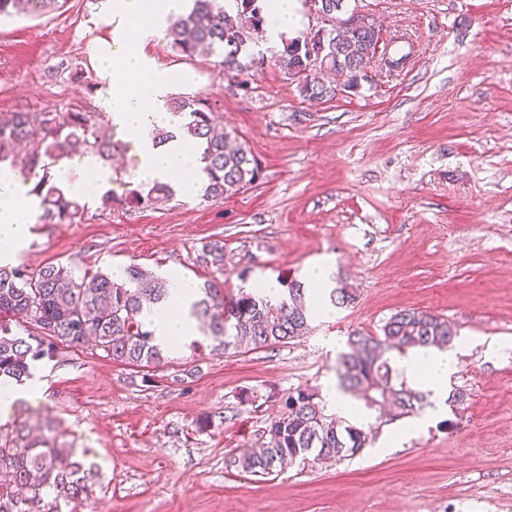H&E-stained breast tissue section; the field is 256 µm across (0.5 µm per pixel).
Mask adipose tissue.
I'll return each instance as SVG.
<instances>
[{
	"mask_svg": "<svg viewBox=\"0 0 512 512\" xmlns=\"http://www.w3.org/2000/svg\"><path fill=\"white\" fill-rule=\"evenodd\" d=\"M186 7L187 0H105V33L89 47L95 69L107 75L100 96L108 105L111 124L135 158V178L144 185L161 182L190 187L191 176L203 165L200 150L178 138L181 122L167 107L172 95L193 89L194 78L189 72L160 66L153 55L167 18L183 13ZM265 16L266 36L272 44L295 37L304 23L301 0H267ZM160 128L173 131V139L157 143L155 132ZM51 174L70 198L82 202H93L112 186L111 167L88 154L53 166ZM39 204L31 182L0 167V265L14 263L27 247ZM165 278L168 298L144 307L141 318L153 330L157 343L170 349L190 335L197 287L173 270L166 271ZM456 364L453 351L434 348L398 359L406 379L428 396V417L443 412Z\"/></svg>",
	"mask_w": 512,
	"mask_h": 512,
	"instance_id": "adipose-tissue-1",
	"label": "adipose tissue"
}]
</instances>
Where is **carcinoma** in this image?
I'll return each instance as SVG.
<instances>
[{"instance_id": "carcinoma-1", "label": "carcinoma", "mask_w": 512, "mask_h": 512, "mask_svg": "<svg viewBox=\"0 0 512 512\" xmlns=\"http://www.w3.org/2000/svg\"><path fill=\"white\" fill-rule=\"evenodd\" d=\"M58 0H0V17L34 15L54 9ZM237 19L227 16L222 0H192V7L169 20L166 39L179 56L191 59L200 52L220 58L221 74L241 73L244 59L261 64L250 49L264 34L265 0H232ZM381 32L338 27H320L307 35L286 39L275 59L286 75L300 84L303 96L329 100L336 86L323 82L318 72L329 69L346 74L344 87L355 90L366 78L364 68L379 52ZM323 48L319 65L308 66V45ZM170 109L186 113L182 136L202 150L201 160L208 183L205 196L222 199L247 189L261 179L258 160L246 147L231 144L232 133L217 130L214 116L201 99H173ZM82 144L90 153L108 161L123 149L111 127L90 112H14L0 122V164L34 178L40 197L41 224H77L83 208L65 196L53 182L50 165L65 158L71 147ZM172 199L168 184L139 187L128 194L106 196L110 209L136 211L160 207ZM281 299L273 303L262 290L241 288L227 300L224 291L206 284L193 306L197 321L205 324L211 350L248 352L285 345L309 330L307 289L300 281L280 280ZM163 278L131 264L124 278L96 271L78 276L75 268L50 263L29 274L21 266H0V380L21 383L31 376L32 363L50 357L60 345L77 346L92 340L114 361L145 368L164 363L161 346L153 331L139 319L143 307L166 295ZM336 308L352 305L356 291L348 285L330 290ZM28 324L27 336L15 327ZM382 336L353 332L349 351L336 362L338 388L365 402L369 408H389L392 416H409L422 407L425 395L405 381L394 384L398 373L385 351L400 353L411 348L445 350L457 338L448 319L421 309L394 313L382 326ZM264 442L256 451L228 460L227 466L242 473L271 475L285 466L305 464L310 459L340 461L352 457L372 441L371 432L326 413L319 392L298 388L284 398L280 413L266 425ZM99 473L54 435L32 437L21 423L0 427V512H78L92 496Z\"/></svg>"}]
</instances>
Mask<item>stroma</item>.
Returning a JSON list of instances; mask_svg holds the SVG:
<instances>
[{"instance_id": "35a3bbf8", "label": "stroma", "mask_w": 512, "mask_h": 512, "mask_svg": "<svg viewBox=\"0 0 512 512\" xmlns=\"http://www.w3.org/2000/svg\"><path fill=\"white\" fill-rule=\"evenodd\" d=\"M383 36L413 41L403 68L367 65L366 80L330 100L304 97L275 66L220 74L218 58L158 64L195 71L197 96L261 164L259 183L212 201L175 190L159 209L84 207L77 224H33L18 260L112 272L136 263L242 286L299 277L336 258L333 284L355 303L283 346L216 356L183 344L151 370L120 365L93 344L37 361L46 385L7 422L55 419L60 439L101 472L81 512H512V0H347ZM101 0H67L40 16L0 19V116L81 110L107 120L89 45L103 34ZM82 68L83 81L70 79ZM223 265L207 262L212 244ZM448 318L458 331L449 387L465 394L403 443L405 418L370 410L375 438L337 464L262 477L227 467L298 388L336 381L352 330L379 335L402 309Z\"/></svg>"}]
</instances>
